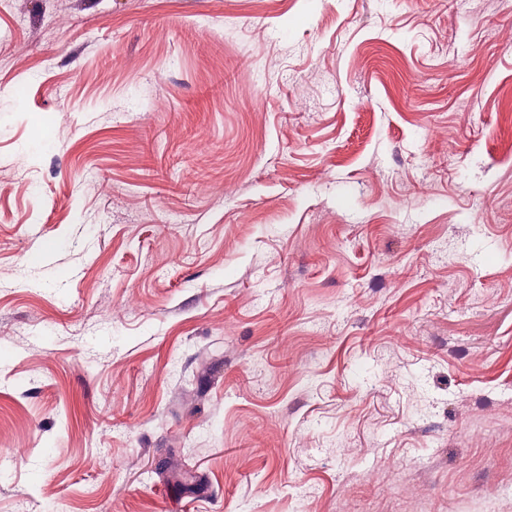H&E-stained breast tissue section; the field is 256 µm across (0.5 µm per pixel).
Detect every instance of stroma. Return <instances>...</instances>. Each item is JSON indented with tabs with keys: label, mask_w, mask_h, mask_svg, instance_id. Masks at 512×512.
<instances>
[{
	"label": "stroma",
	"mask_w": 512,
	"mask_h": 512,
	"mask_svg": "<svg viewBox=\"0 0 512 512\" xmlns=\"http://www.w3.org/2000/svg\"><path fill=\"white\" fill-rule=\"evenodd\" d=\"M510 31L11 0L0 512H512Z\"/></svg>",
	"instance_id": "stroma-1"
}]
</instances>
